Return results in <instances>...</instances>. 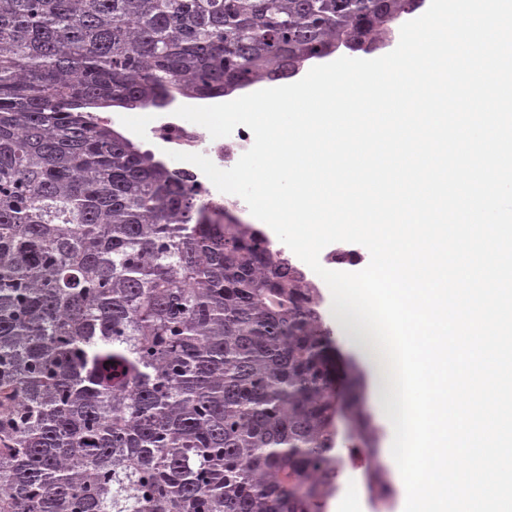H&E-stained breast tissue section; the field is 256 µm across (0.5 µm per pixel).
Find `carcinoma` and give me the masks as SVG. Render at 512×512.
<instances>
[{
    "mask_svg": "<svg viewBox=\"0 0 512 512\" xmlns=\"http://www.w3.org/2000/svg\"><path fill=\"white\" fill-rule=\"evenodd\" d=\"M406 0H0V512H323L375 433L288 256L96 117L377 41Z\"/></svg>",
    "mask_w": 512,
    "mask_h": 512,
    "instance_id": "carcinoma-1",
    "label": "carcinoma"
}]
</instances>
